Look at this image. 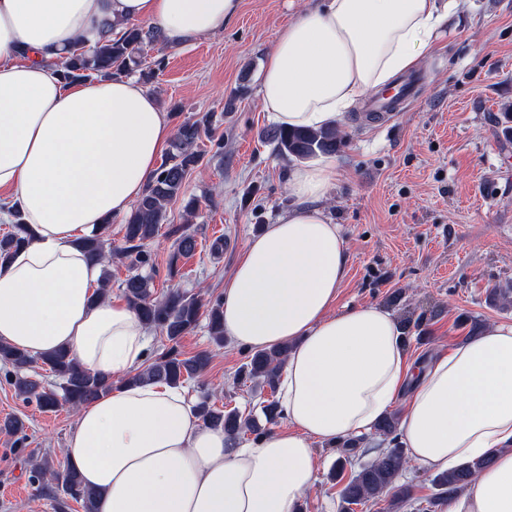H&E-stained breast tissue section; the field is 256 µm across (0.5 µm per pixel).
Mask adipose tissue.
Instances as JSON below:
<instances>
[{
  "mask_svg": "<svg viewBox=\"0 0 512 512\" xmlns=\"http://www.w3.org/2000/svg\"><path fill=\"white\" fill-rule=\"evenodd\" d=\"M460 0H319L278 32L260 102L285 128L339 127L413 68ZM240 0H0V223L32 243L0 269V342L39 356L68 349L119 386L83 405L64 450L97 512H297L318 480L316 444L367 434L403 405L410 466L451 471L495 452L445 512H512V321L414 365L378 304L336 309L347 246L320 202L327 159L293 168L294 204L250 238L222 294L224 335L289 345L280 406L289 427L238 446L204 427L183 390L125 385L145 360V325L125 302L94 300L101 267L78 238L141 197L173 126L137 79L68 83L56 72L105 23L145 22L177 49L222 33Z\"/></svg>",
  "mask_w": 512,
  "mask_h": 512,
  "instance_id": "adipose-tissue-1",
  "label": "adipose tissue"
}]
</instances>
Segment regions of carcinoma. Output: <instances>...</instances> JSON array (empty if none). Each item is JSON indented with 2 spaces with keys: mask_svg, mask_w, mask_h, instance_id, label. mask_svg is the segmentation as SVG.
<instances>
[{
  "mask_svg": "<svg viewBox=\"0 0 512 512\" xmlns=\"http://www.w3.org/2000/svg\"><path fill=\"white\" fill-rule=\"evenodd\" d=\"M157 32L134 24H118V32L99 42L91 50H76L60 63V74L65 80L90 79L112 74L139 73L142 80L154 78V70L141 68L137 51L146 44L158 41ZM213 115L206 113L197 119L181 123L175 137L147 184L142 196L130 209L124 223V247L120 255L128 261V274L120 283L127 303L137 312L149 329L160 331L171 346L161 352L148 366L126 378L128 384L162 383L181 387L199 377L210 362V353L203 351L191 357H182L177 344L180 338L193 331L201 317L208 319L212 343L224 347V311L221 299L205 302L200 295L171 290L164 296H154V278L157 275L155 259L148 246L168 221V206L183 194L187 175L200 166L203 154L196 150L198 141L212 125ZM277 151L288 158L305 160L318 154H334L342 146L344 137L337 129H286L271 132ZM105 223L79 240L87 258L105 264L112 255L105 253ZM168 236L174 238L173 252L168 261V274L175 272L178 262L196 251L197 240L185 225L171 226ZM28 225L16 220L13 230L0 237V267L30 241ZM288 347L256 350L245 357L237 372V382L252 383L259 388H269L273 398L262 401L259 408L244 411L233 407L228 410L204 397L195 406L201 422L213 428H222L230 437L244 434L259 437L270 431V426L282 417L278 390L280 374L286 362ZM41 363L54 376L62 380L61 392L44 388L39 380L28 374L34 364ZM7 368V376L15 392L27 402L36 401L42 411L55 412L63 405L78 408L94 401L112 390L114 382L104 376L82 368L71 355L58 350L34 357L22 350L0 343V367ZM397 419L386 414L376 425V431L387 448L367 464L351 472L340 491V512H353V506L364 505L384 495H391L395 506L411 499L409 489L396 487V482L406 464L405 450L398 441ZM0 432L24 440L25 420L9 415L0 420ZM488 458L468 462L461 467L431 478L435 493L418 506L417 512H433L437 502L451 497L468 486L474 476L487 464ZM33 482L39 489L52 496L55 512H69L73 500L83 512H96V492L82 484L76 468L66 462L57 470L54 463L45 459L33 468Z\"/></svg>",
  "mask_w": 512,
  "mask_h": 512,
  "instance_id": "cac0c4a2",
  "label": "carcinoma"
}]
</instances>
